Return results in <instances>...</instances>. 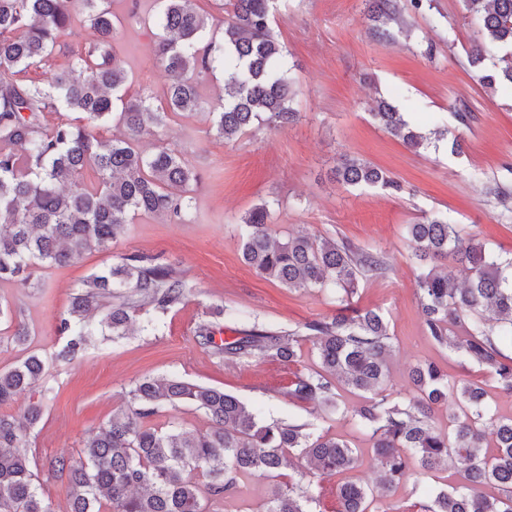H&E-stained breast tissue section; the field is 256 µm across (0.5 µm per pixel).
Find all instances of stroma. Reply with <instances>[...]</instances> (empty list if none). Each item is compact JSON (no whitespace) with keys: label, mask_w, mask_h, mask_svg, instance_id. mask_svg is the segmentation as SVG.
<instances>
[{"label":"stroma","mask_w":512,"mask_h":512,"mask_svg":"<svg viewBox=\"0 0 512 512\" xmlns=\"http://www.w3.org/2000/svg\"><path fill=\"white\" fill-rule=\"evenodd\" d=\"M404 25H390V41L378 40L367 18L365 0H276L273 30L296 68L299 121L281 130L263 126L232 140L210 133L207 110L223 93L222 72L204 76L203 113L171 117L156 139L184 154L201 174L191 209L181 223L136 215L109 251L92 250L76 264L43 267L36 288L0 284V300L14 320L30 331L27 344L7 341L0 323V369L35 353L50 357L65 342L57 333L70 296L91 272L131 254L161 256L186 283L181 305L145 331L111 339L93 337L69 363L52 364L43 400V418L28 435L30 455L41 491L54 512H66L67 489L51 476L58 457H78L91 429L126 407L128 392L145 377H178L207 384L251 405L266 417L308 423L314 434L330 433L357 448V467L326 479L318 491L316 512H336V489L346 480L373 486L376 462L367 437L349 419L291 399L295 376L317 369V352L304 342L294 361L250 358L227 361L200 345L196 331L214 322L220 336L236 338L252 325L293 330L330 318L342 308L332 290L288 288L265 279L242 258V218L255 205L279 200L269 220L274 236L306 235L347 240L381 253L388 263L385 278L362 282L355 298L361 309L380 312L391 334L386 389L396 400L415 394L409 371L419 362L438 364L449 378L482 385L500 415L512 416V394L502 390L484 367L469 364L435 344L422 322L417 290V263L406 227L437 214L477 234L491 250L512 256V219L488 195L497 183L512 188V95L484 88L467 62L473 37L463 19L460 0H401ZM156 0H113L118 36L113 53L129 75L131 92L162 94L168 83L164 68L151 56L157 28L149 18ZM137 13L139 22L129 21ZM94 39L82 9H75L63 41L47 65L31 68L38 80L46 69L62 70L75 52ZM432 56H425V49ZM392 102L406 120L425 129L445 128L462 137L455 154L449 142L414 150L382 128L371 116L374 99ZM471 115L461 125L458 113ZM364 159L394 177L401 191L352 187L337 182L333 170L342 155ZM236 311L233 319L211 318L210 309ZM462 466L428 475L412 473L392 497L404 512H418L414 483L432 489L458 486ZM272 481L243 478L236 496L212 504L210 512H259L270 497Z\"/></svg>","instance_id":"stroma-1"}]
</instances>
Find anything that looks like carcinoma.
<instances>
[{"mask_svg":"<svg viewBox=\"0 0 512 512\" xmlns=\"http://www.w3.org/2000/svg\"><path fill=\"white\" fill-rule=\"evenodd\" d=\"M73 2L0 0V283L22 288L39 287L34 271L41 267H62L88 250H109L132 213L182 219L200 174L180 151L164 144L146 150L142 140L171 116L199 110L195 75L224 72V103L211 116L218 139L239 137L256 124L286 128L299 119L287 49L272 29L273 0H227L220 40L206 37V18L192 0H161L154 53L169 82L160 96L129 93L127 75L113 54L118 28L111 0H80L95 39L74 55L72 69L51 71L41 82L27 79V71L46 61L70 27ZM461 2L464 18L476 28L468 58L478 81L512 91V0ZM367 12L382 38L390 37L387 24L402 23L397 0H368ZM492 48L505 50L504 65L486 64ZM50 112L59 115L52 125L44 122ZM371 116L415 150L442 135L414 129L381 98ZM114 121L123 133L100 137ZM334 174L351 186L401 190L386 171L360 158L342 157ZM270 209L264 201L242 220V257L264 277L288 288H334L343 305L360 280L385 277L381 254L343 240L274 238L267 224ZM408 234L421 267L417 282L427 335L462 360L490 368L500 387L512 393V357L499 347L512 343V258L489 250L446 216L410 224ZM441 259L467 272V281L437 272L433 263ZM185 295L186 284L171 266L144 254L89 275L60 317L57 332L68 337L66 344L49 361L31 354L0 371V407L38 387L50 392L49 362L73 360L96 332L126 336L136 313L153 314L146 321L151 325ZM95 312L102 313L98 331L89 325ZM452 326L464 334L451 335ZM196 336L230 361L289 362L302 342L310 341L320 367L297 377L288 395L335 408L336 383L363 394L350 420L372 444L378 478L373 488L352 480L338 486L337 512H403L389 498L409 478L411 464L427 473L450 460L465 465L461 486L438 492L415 486L420 512H512V416L491 414L482 387L452 380L433 363L412 371L418 397L407 403L390 398L384 383L391 336L378 312L355 310L297 330L254 325L221 344L207 323ZM129 395L126 408L86 434L79 459L51 463L53 476L65 480L68 512H207V503L238 492L240 478L259 474L278 480L287 467L298 480L284 483L260 512H313V479L348 472L358 462L356 449L344 440L315 436L304 423L268 420L219 388L145 377ZM450 397L457 411L447 432L432 417L435 406ZM182 404L204 412L205 431L145 425ZM42 414L40 401L28 403L21 419L0 412V512H53L35 483L27 439ZM488 431L496 439L493 454L484 447ZM485 485L498 494L483 493Z\"/></svg>","mask_w":512,"mask_h":512,"instance_id":"cac0c4a2","label":"carcinoma"}]
</instances>
